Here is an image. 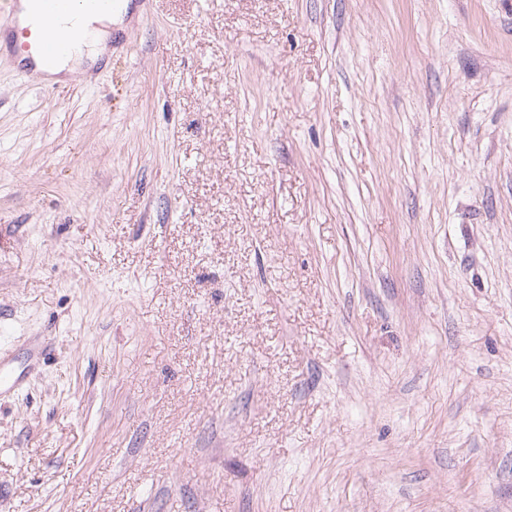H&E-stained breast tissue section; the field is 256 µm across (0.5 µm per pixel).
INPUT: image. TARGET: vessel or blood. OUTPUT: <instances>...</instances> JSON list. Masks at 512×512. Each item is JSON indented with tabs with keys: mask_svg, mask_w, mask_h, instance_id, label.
<instances>
[{
	"mask_svg": "<svg viewBox=\"0 0 512 512\" xmlns=\"http://www.w3.org/2000/svg\"><path fill=\"white\" fill-rule=\"evenodd\" d=\"M19 0H0V54L17 58V72L38 76V64L69 52L77 38V21L114 10L119 0H31L29 19L19 21Z\"/></svg>",
	"mask_w": 512,
	"mask_h": 512,
	"instance_id": "b4317fda",
	"label": "vessel or blood"
}]
</instances>
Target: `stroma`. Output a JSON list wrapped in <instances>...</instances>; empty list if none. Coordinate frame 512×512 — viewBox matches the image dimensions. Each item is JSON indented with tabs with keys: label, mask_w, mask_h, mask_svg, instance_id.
<instances>
[{
	"label": "stroma",
	"mask_w": 512,
	"mask_h": 512,
	"mask_svg": "<svg viewBox=\"0 0 512 512\" xmlns=\"http://www.w3.org/2000/svg\"><path fill=\"white\" fill-rule=\"evenodd\" d=\"M0 58V512H512V0H132Z\"/></svg>",
	"instance_id": "obj_1"
}]
</instances>
